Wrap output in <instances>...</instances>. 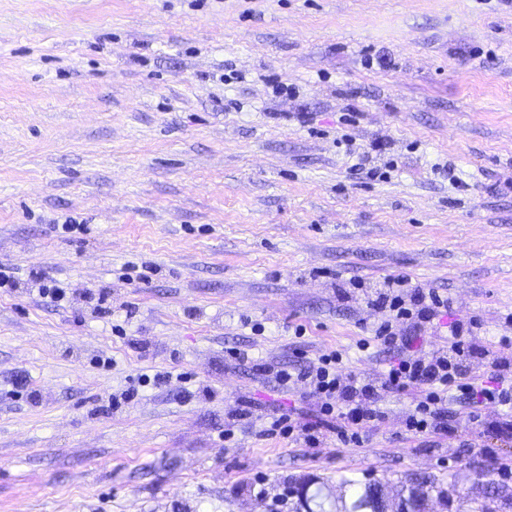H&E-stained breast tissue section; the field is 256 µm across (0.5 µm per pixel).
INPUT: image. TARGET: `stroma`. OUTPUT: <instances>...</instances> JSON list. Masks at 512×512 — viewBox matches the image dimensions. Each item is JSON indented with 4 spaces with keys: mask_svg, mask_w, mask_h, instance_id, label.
Listing matches in <instances>:
<instances>
[{
    "mask_svg": "<svg viewBox=\"0 0 512 512\" xmlns=\"http://www.w3.org/2000/svg\"><path fill=\"white\" fill-rule=\"evenodd\" d=\"M0 268V512H294L302 484L336 512L416 480L512 512V440L462 400L443 436L406 432L408 393L360 448L261 433L319 409L277 370L379 377L389 277L447 294L427 350L512 338V0H0Z\"/></svg>",
    "mask_w": 512,
    "mask_h": 512,
    "instance_id": "35a3bbf8",
    "label": "stroma"
}]
</instances>
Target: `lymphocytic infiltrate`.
Returning a JSON list of instances; mask_svg holds the SVG:
<instances>
[{"label": "lymphocytic infiltrate", "mask_w": 512, "mask_h": 512, "mask_svg": "<svg viewBox=\"0 0 512 512\" xmlns=\"http://www.w3.org/2000/svg\"><path fill=\"white\" fill-rule=\"evenodd\" d=\"M369 304L387 311L389 318L373 327L371 338L361 340L360 350L374 343L397 350L396 356L386 362L379 380L371 381L345 369L337 351L321 355L303 368L279 371L275 375L279 386L305 389L321 404L316 422L298 424L290 412L284 411L274 417L271 431L313 447L329 430L343 447L360 448L369 429L385 417L381 404L386 394L407 391L413 396L404 420L410 434L448 433V404L458 399L472 407L473 418L482 420L484 428L512 437L511 357L493 355V375L476 381L468 376V361L483 348L466 338L463 326L452 327L447 348L428 353L415 349L412 337L395 335L392 330L396 322L432 323L447 312V296L433 288L410 284L406 277L393 276L376 289ZM487 409L496 411L495 420L484 419Z\"/></svg>", "instance_id": "1"}]
</instances>
